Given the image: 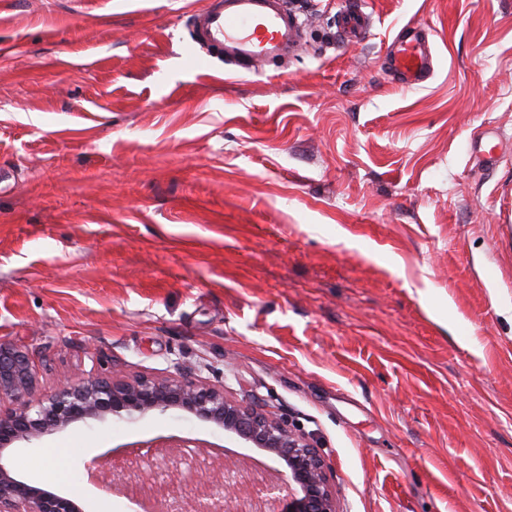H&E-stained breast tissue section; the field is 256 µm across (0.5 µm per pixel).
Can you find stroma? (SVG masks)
I'll list each match as a JSON object with an SVG mask.
<instances>
[{
  "label": "stroma",
  "instance_id": "stroma-1",
  "mask_svg": "<svg viewBox=\"0 0 512 512\" xmlns=\"http://www.w3.org/2000/svg\"><path fill=\"white\" fill-rule=\"evenodd\" d=\"M206 2L0 0V344L38 359L39 398L97 358L261 399L342 512H512V0H365L356 45L343 0H288L302 47L251 70L198 64ZM407 24L436 55L412 89L385 64ZM181 439L216 484L287 472L177 408L12 455L83 512H134L129 452ZM356 1L349 2V7L342 13V29L347 40L363 41L369 36L371 18L362 11L361 6H353Z\"/></svg>",
  "mask_w": 512,
  "mask_h": 512
}]
</instances>
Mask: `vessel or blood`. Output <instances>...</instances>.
Masks as SVG:
<instances>
[{
	"label": "vessel or blood",
	"instance_id": "vessel-or-blood-1",
	"mask_svg": "<svg viewBox=\"0 0 512 512\" xmlns=\"http://www.w3.org/2000/svg\"><path fill=\"white\" fill-rule=\"evenodd\" d=\"M192 24L201 49H219L227 64L249 69L300 45V23L285 0H210L203 11L194 13ZM371 19L361 6L342 13L347 38L368 37ZM429 29L406 25L387 47L386 68L392 80L411 88L427 81L434 63Z\"/></svg>",
	"mask_w": 512,
	"mask_h": 512
}]
</instances>
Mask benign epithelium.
I'll use <instances>...</instances> for the list:
<instances>
[{
	"label": "benign epithelium",
	"mask_w": 512,
	"mask_h": 512,
	"mask_svg": "<svg viewBox=\"0 0 512 512\" xmlns=\"http://www.w3.org/2000/svg\"><path fill=\"white\" fill-rule=\"evenodd\" d=\"M34 357L0 345V512H81L71 499L18 479L5 451L30 443L77 422L107 416L134 418L179 408L283 459L288 467V503L281 512H342L330 468L307 435L257 403L244 404L182 373L178 377L125 380L117 371L93 367L64 380L45 398H31Z\"/></svg>",
	"instance_id": "7a95c632"
}]
</instances>
